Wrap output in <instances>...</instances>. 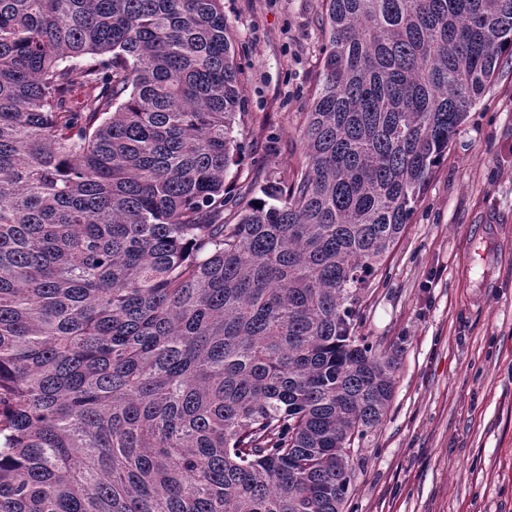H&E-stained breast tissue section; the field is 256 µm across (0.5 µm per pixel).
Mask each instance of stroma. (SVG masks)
I'll return each instance as SVG.
<instances>
[{
	"label": "stroma",
	"mask_w": 512,
	"mask_h": 512,
	"mask_svg": "<svg viewBox=\"0 0 512 512\" xmlns=\"http://www.w3.org/2000/svg\"><path fill=\"white\" fill-rule=\"evenodd\" d=\"M243 71L238 192L291 176L327 43L322 0H224ZM475 224L499 227L490 264ZM491 276L493 288L475 284ZM361 335L398 348L381 424L352 454L345 512H512V60L469 112L366 297Z\"/></svg>",
	"instance_id": "35a3bbf8"
}]
</instances>
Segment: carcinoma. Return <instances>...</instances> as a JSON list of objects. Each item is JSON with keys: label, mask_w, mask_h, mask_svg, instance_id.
Segmentation results:
<instances>
[{"label": "carcinoma", "mask_w": 512, "mask_h": 512, "mask_svg": "<svg viewBox=\"0 0 512 512\" xmlns=\"http://www.w3.org/2000/svg\"><path fill=\"white\" fill-rule=\"evenodd\" d=\"M323 6L305 163L245 201L224 0H0V512H343L370 281L512 0Z\"/></svg>", "instance_id": "cac0c4a2"}]
</instances>
